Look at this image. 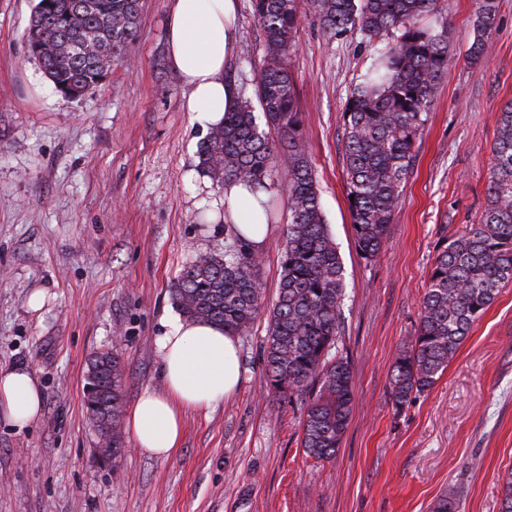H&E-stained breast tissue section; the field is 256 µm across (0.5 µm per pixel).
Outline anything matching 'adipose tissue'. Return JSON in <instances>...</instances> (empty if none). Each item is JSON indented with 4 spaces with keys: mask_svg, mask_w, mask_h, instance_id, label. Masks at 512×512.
Masks as SVG:
<instances>
[{
    "mask_svg": "<svg viewBox=\"0 0 512 512\" xmlns=\"http://www.w3.org/2000/svg\"><path fill=\"white\" fill-rule=\"evenodd\" d=\"M237 0H170L167 44L170 63L189 89L186 108L203 127L219 124L239 92L224 82V67L237 37ZM225 223L236 225L256 246L269 232L259 221L258 200L245 184L231 182L216 203ZM163 388L143 390L127 428L136 447L165 459L180 445L186 412L210 408L236 393L241 381L239 344L222 326L171 315L156 338ZM43 391L22 367L0 366V411L16 428L39 420Z\"/></svg>",
    "mask_w": 512,
    "mask_h": 512,
    "instance_id": "ef3b65f1",
    "label": "adipose tissue"
}]
</instances>
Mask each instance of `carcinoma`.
I'll return each instance as SVG.
<instances>
[{
  "label": "carcinoma",
  "instance_id": "carcinoma-1",
  "mask_svg": "<svg viewBox=\"0 0 512 512\" xmlns=\"http://www.w3.org/2000/svg\"><path fill=\"white\" fill-rule=\"evenodd\" d=\"M303 1L330 41L353 30L370 39L389 38L371 56L344 111L346 189L354 196L351 223L358 250L369 260L387 242L415 140L448 70L449 28L420 23L425 15H440L443 0H252L264 39L254 88L258 106L239 95L223 122L209 128L199 143L198 167L218 185L243 181L253 192L267 191L279 175L288 224L278 293L269 312L266 385L276 394L304 397L302 447L322 462L336 455L354 395L348 358L339 352L343 266L299 133L295 84L285 62ZM476 5L474 60L497 23L496 0H476ZM141 7V0H38L26 33L29 53L57 92L69 90L72 98H80L107 76L104 66L120 59L135 38ZM257 107L277 139L260 129ZM281 154L287 161L280 171ZM492 157L482 220L441 246L417 327L392 364L389 398L397 413L434 386L474 323L512 283V100L502 109ZM238 242L232 253L198 255L171 284L170 294L183 317L240 336L265 311V297L257 279L260 256L247 241ZM83 393L89 419L107 438L102 453L117 458L124 450L126 400V371L118 351L92 355Z\"/></svg>",
  "mask_w": 512,
  "mask_h": 512
}]
</instances>
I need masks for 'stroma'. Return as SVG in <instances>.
I'll list each match as a JSON object with an SVG mask.
<instances>
[{"mask_svg": "<svg viewBox=\"0 0 512 512\" xmlns=\"http://www.w3.org/2000/svg\"><path fill=\"white\" fill-rule=\"evenodd\" d=\"M230 64L253 91L264 53L250 0H237ZM496 30L471 59L475 0H447L448 71L441 78L384 249L359 253L346 197L343 112L381 39L328 42L312 13L300 19L288 68L300 133L344 266L340 347L354 404L335 458L301 446L304 401L266 390L268 317L240 336L238 391L188 413L166 459L133 441L103 456L83 400L94 352L123 356L127 403L162 389L155 345L175 313L170 286L194 257L232 239L212 220L223 187H202L204 130L167 55L169 0H142L123 61L83 97L58 93L27 50L35 0H0V366L34 371L39 421L0 417V512H500L512 472V285L473 325L430 391L402 413L388 376L439 245L478 223L487 205L491 148L512 99V0H497ZM260 249L266 301L279 284L288 211L282 188ZM46 291L41 310L28 306Z\"/></svg>", "mask_w": 512, "mask_h": 512, "instance_id": "35a3bbf8", "label": "stroma"}]
</instances>
